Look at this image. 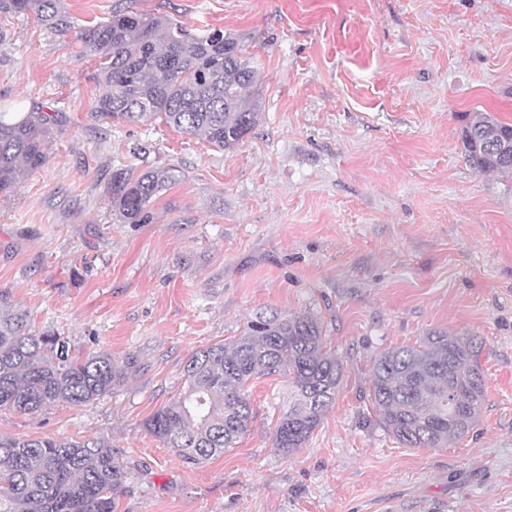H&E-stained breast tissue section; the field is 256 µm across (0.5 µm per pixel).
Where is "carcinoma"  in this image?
I'll list each match as a JSON object with an SVG mask.
<instances>
[{
  "label": "carcinoma",
  "instance_id": "obj_1",
  "mask_svg": "<svg viewBox=\"0 0 512 512\" xmlns=\"http://www.w3.org/2000/svg\"><path fill=\"white\" fill-rule=\"evenodd\" d=\"M33 19L62 36L72 28L63 0H0V16ZM82 53L98 59L106 91L89 117L106 123L160 119L180 132L233 151L259 121L260 76L237 38L221 29L196 33L181 22L132 7L81 31ZM60 111L36 103L28 112H0V193L42 167ZM475 170L512 174V123L478 113L460 131ZM179 177L173 167L112 174V210L129 224H148L153 198ZM0 294V410L28 414L92 404L136 372L137 359L117 364L91 350L72 355L61 336L26 332L24 316L6 310ZM483 342L468 333L435 330L417 346L382 351L374 360L373 405L386 431L406 448H441L466 436L484 399ZM185 391L144 422L146 431L187 463L224 453L248 431V383L288 374V408L275 447H303L336 398L342 363L325 349L323 326L310 313L260 312L240 336L195 351L184 369ZM121 479L104 443L0 435V512H114Z\"/></svg>",
  "mask_w": 512,
  "mask_h": 512
}]
</instances>
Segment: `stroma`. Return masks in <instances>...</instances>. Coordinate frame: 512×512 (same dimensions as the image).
I'll return each mask as SVG.
<instances>
[{"label":"stroma","mask_w":512,"mask_h":512,"mask_svg":"<svg viewBox=\"0 0 512 512\" xmlns=\"http://www.w3.org/2000/svg\"><path fill=\"white\" fill-rule=\"evenodd\" d=\"M125 1L65 0L63 36L0 19V109L63 113L45 165L0 195V291L34 334L139 369L93 404L0 410V434L107 442L114 512H512V176L476 172L460 141L475 113L512 122V0H129L251 57L261 117L232 152L90 119L104 87L77 36ZM168 166L151 222H122L113 171ZM269 308L320 319L334 405L286 454L288 379L252 380L236 447L183 462L144 421L193 352ZM437 328L482 339L485 403L462 440L405 448L372 362Z\"/></svg>","instance_id":"stroma-1"}]
</instances>
